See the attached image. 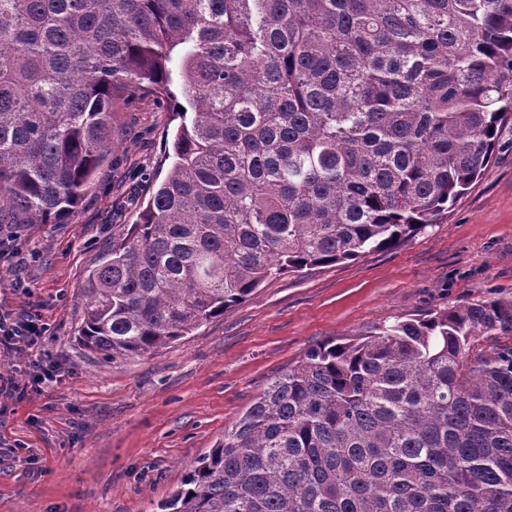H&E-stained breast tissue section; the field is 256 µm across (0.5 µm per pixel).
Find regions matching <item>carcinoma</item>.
I'll use <instances>...</instances> for the list:
<instances>
[{
  "instance_id": "obj_1",
  "label": "carcinoma",
  "mask_w": 512,
  "mask_h": 512,
  "mask_svg": "<svg viewBox=\"0 0 512 512\" xmlns=\"http://www.w3.org/2000/svg\"><path fill=\"white\" fill-rule=\"evenodd\" d=\"M175 55L193 117L83 286L104 364L439 223L512 124V0H0V215L74 213ZM161 509L512 512V301L310 350Z\"/></svg>"
}]
</instances>
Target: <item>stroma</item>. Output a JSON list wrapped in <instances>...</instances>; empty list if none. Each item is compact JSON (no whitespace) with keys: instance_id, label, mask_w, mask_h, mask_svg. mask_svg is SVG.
Segmentation results:
<instances>
[{"instance_id":"obj_1","label":"stroma","mask_w":512,"mask_h":512,"mask_svg":"<svg viewBox=\"0 0 512 512\" xmlns=\"http://www.w3.org/2000/svg\"><path fill=\"white\" fill-rule=\"evenodd\" d=\"M117 148L61 224L11 215L21 257L0 258V308L38 309L36 346H0V381L26 383L50 359L56 380L0 392V512H159L277 375L305 353L486 298H512V128L483 176L439 224L398 245L284 273L164 350L99 363L74 338L86 273L136 221L172 160L180 118L167 98L115 116Z\"/></svg>"}]
</instances>
